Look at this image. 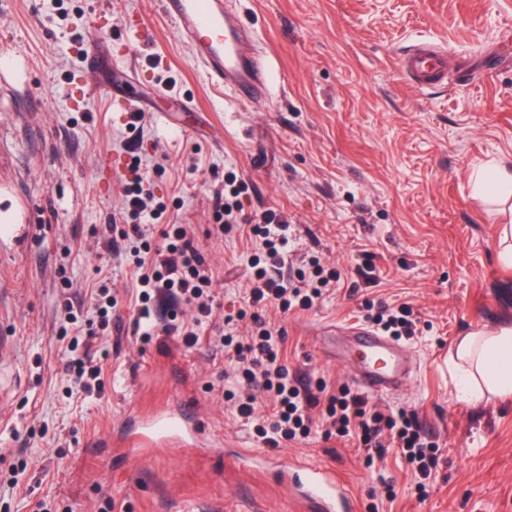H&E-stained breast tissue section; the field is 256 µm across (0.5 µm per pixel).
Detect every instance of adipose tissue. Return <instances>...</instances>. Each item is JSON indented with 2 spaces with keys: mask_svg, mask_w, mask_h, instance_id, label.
Returning a JSON list of instances; mask_svg holds the SVG:
<instances>
[{
  "mask_svg": "<svg viewBox=\"0 0 512 512\" xmlns=\"http://www.w3.org/2000/svg\"><path fill=\"white\" fill-rule=\"evenodd\" d=\"M470 180L476 201L499 207V258L512 266V164L493 163L475 170ZM451 359L461 399L478 405L491 396L512 395V325L467 332L457 339Z\"/></svg>",
  "mask_w": 512,
  "mask_h": 512,
  "instance_id": "ef3b65f1",
  "label": "adipose tissue"
}]
</instances>
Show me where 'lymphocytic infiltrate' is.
I'll return each mask as SVG.
<instances>
[{
	"mask_svg": "<svg viewBox=\"0 0 512 512\" xmlns=\"http://www.w3.org/2000/svg\"><path fill=\"white\" fill-rule=\"evenodd\" d=\"M126 195L125 210L132 216V223L104 225L102 235L106 248H115L122 240H134L152 255L151 262L141 259L135 262V274L142 289L134 313L135 329L146 341L156 336H178L185 346H195L197 326L213 312L209 294L212 276L204 254L184 225L163 223L167 206L143 181L132 184ZM268 269H256L249 288L248 302L259 310L270 305L284 312L295 307L307 310L321 298L323 289L336 285L335 274L325 273L316 261L309 270L298 271L297 282L292 286L269 276ZM167 298L195 307L193 327L157 323L154 305ZM255 324V335L238 341L226 336L222 343L227 349L233 377L243 382L236 405L238 416L253 418L262 395L277 405L274 419L257 429L267 447L277 448L282 442L308 434V412L318 399L310 390L290 382L287 368L279 362L281 334L263 319H256ZM326 416L329 432L342 438L355 437L365 447L378 448L383 440H390L414 466L420 481H428L438 465L434 445L422 438L415 419L406 413L393 415L371 410L363 396L344 388L329 398Z\"/></svg>",
	"mask_w": 512,
	"mask_h": 512,
	"instance_id": "1",
	"label": "lymphocytic infiltrate"
}]
</instances>
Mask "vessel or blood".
Instances as JSON below:
<instances>
[{"mask_svg":"<svg viewBox=\"0 0 512 512\" xmlns=\"http://www.w3.org/2000/svg\"><path fill=\"white\" fill-rule=\"evenodd\" d=\"M194 61L217 89L232 88L244 102L264 99L269 91L267 65L252 49L254 32L225 0H160ZM398 69L419 85L432 86L448 79L446 53L430 45H419L399 58ZM354 339L362 348L367 365L357 377L359 387L379 392L394 384L400 360L389 339L374 331L357 328ZM188 414L164 410L144 414L132 443L149 438L166 443L187 433ZM304 501L315 503L319 512H352L353 501L334 469L309 470L301 491Z\"/></svg>","mask_w":512,"mask_h":512,"instance_id":"1","label":"vessel or blood"}]
</instances>
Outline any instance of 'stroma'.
<instances>
[{
    "instance_id": "obj_1",
    "label": "stroma",
    "mask_w": 512,
    "mask_h": 512,
    "mask_svg": "<svg viewBox=\"0 0 512 512\" xmlns=\"http://www.w3.org/2000/svg\"><path fill=\"white\" fill-rule=\"evenodd\" d=\"M270 65V96L217 97L159 0H0V215L27 227L0 239V330L15 338L0 366V512H295L297 472L276 460L243 472L239 452L265 451L232 400L207 386L225 370L222 336H246L258 243L217 233L214 195L245 179L243 211L288 224L286 263L319 258L339 277L308 310L264 316L282 360L309 389L355 387L364 366L347 329L368 302L408 305L421 324L399 337L403 386L369 396L415 416L439 447L425 491L398 449L326 436L324 406L309 436L278 448L304 467H333L355 512H512V396L459 399L448 359L469 330L512 325V267L499 263L501 217L479 207L469 177L512 159V0H236ZM152 29L140 43L127 25ZM445 49L448 83L417 89L395 66L413 45ZM82 107L73 80L101 44ZM140 128L116 119L123 99ZM152 180L171 221L186 225L213 275L216 308L199 341H141L129 252L101 228L136 173ZM367 262L375 278L355 267ZM106 283L122 317L89 340L100 391L76 387L62 362V304L93 319ZM193 408L192 444L125 446L140 412Z\"/></svg>"
}]
</instances>
